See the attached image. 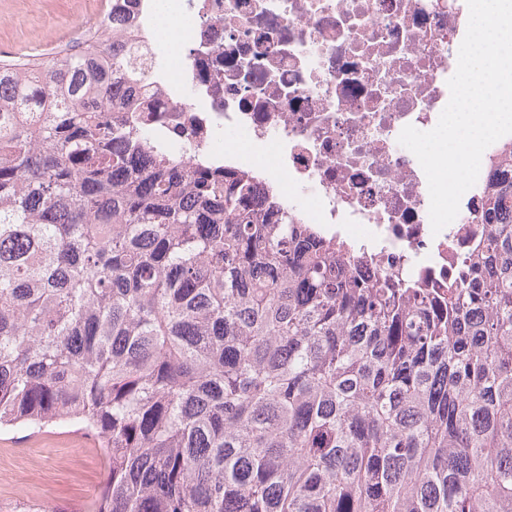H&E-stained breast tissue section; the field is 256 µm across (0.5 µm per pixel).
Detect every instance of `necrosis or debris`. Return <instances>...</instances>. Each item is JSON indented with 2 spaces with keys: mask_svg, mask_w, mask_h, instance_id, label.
Instances as JSON below:
<instances>
[{
  "mask_svg": "<svg viewBox=\"0 0 512 512\" xmlns=\"http://www.w3.org/2000/svg\"><path fill=\"white\" fill-rule=\"evenodd\" d=\"M175 34L134 15L123 28L148 64V145L273 186L297 224L350 247L367 279L449 288L485 236L481 195L501 147L440 232L425 173L398 142L447 105L467 25L465 0H178Z\"/></svg>",
  "mask_w": 512,
  "mask_h": 512,
  "instance_id": "1",
  "label": "necrosis or debris"
}]
</instances>
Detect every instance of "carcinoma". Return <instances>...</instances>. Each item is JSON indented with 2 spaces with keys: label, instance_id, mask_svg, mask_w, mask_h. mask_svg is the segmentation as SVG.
Masks as SVG:
<instances>
[{
  "label": "carcinoma",
  "instance_id": "cac0c4a2",
  "mask_svg": "<svg viewBox=\"0 0 512 512\" xmlns=\"http://www.w3.org/2000/svg\"><path fill=\"white\" fill-rule=\"evenodd\" d=\"M0 60V428L104 448L86 512H512V146L468 275L366 281L241 172L144 162L117 24Z\"/></svg>",
  "mask_w": 512,
  "mask_h": 512
}]
</instances>
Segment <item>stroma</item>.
<instances>
[{"label":"stroma","mask_w":512,"mask_h":512,"mask_svg":"<svg viewBox=\"0 0 512 512\" xmlns=\"http://www.w3.org/2000/svg\"><path fill=\"white\" fill-rule=\"evenodd\" d=\"M100 2L0 0V56L49 55ZM91 445L71 428L0 431V512H83L105 478Z\"/></svg>","instance_id":"obj_1"}]
</instances>
